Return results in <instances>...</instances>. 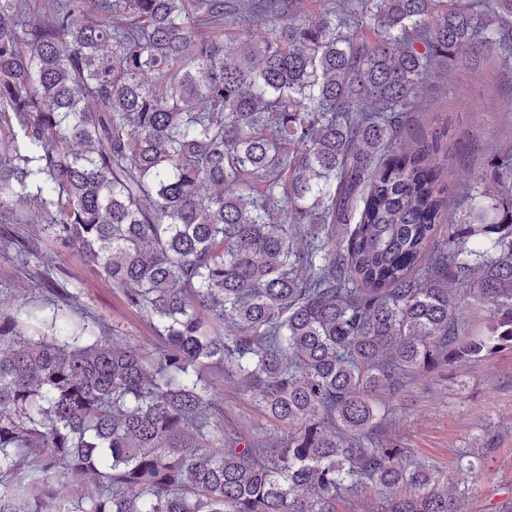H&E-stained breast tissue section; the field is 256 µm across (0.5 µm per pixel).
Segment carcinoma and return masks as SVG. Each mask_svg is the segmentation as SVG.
<instances>
[{"label": "carcinoma", "mask_w": 512, "mask_h": 512, "mask_svg": "<svg viewBox=\"0 0 512 512\" xmlns=\"http://www.w3.org/2000/svg\"><path fill=\"white\" fill-rule=\"evenodd\" d=\"M313 1L0 0V212L33 204L158 337L0 317V512H336L363 487L457 512L376 393L512 350V152L452 218L442 144L405 138L457 63L512 62V0ZM216 372L279 440L224 428ZM487 304L472 299H464L459 304L457 314L460 320L470 329H477L483 326L488 318Z\"/></svg>", "instance_id": "carcinoma-1"}]
</instances>
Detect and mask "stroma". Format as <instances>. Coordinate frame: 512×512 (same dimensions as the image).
Returning <instances> with one entry per match:
<instances>
[{"instance_id":"1","label":"stroma","mask_w":512,"mask_h":512,"mask_svg":"<svg viewBox=\"0 0 512 512\" xmlns=\"http://www.w3.org/2000/svg\"><path fill=\"white\" fill-rule=\"evenodd\" d=\"M512 65L492 58L478 68H461L457 78L419 97L406 134L432 138L444 132L449 149L442 180L449 188L470 177L492 183L499 143L512 142ZM0 314L23 307L44 308L52 288L77 289L89 327L106 328L120 345H153L149 323L130 310L121 292L106 285L73 248L56 242L40 220L0 224ZM224 425L267 443L281 435L265 420L250 394L231 383L217 387ZM379 431L394 447L407 449L413 464L458 483V512H507L512 505V352L463 362L405 381L384 397ZM475 474H468V463Z\"/></svg>"}]
</instances>
